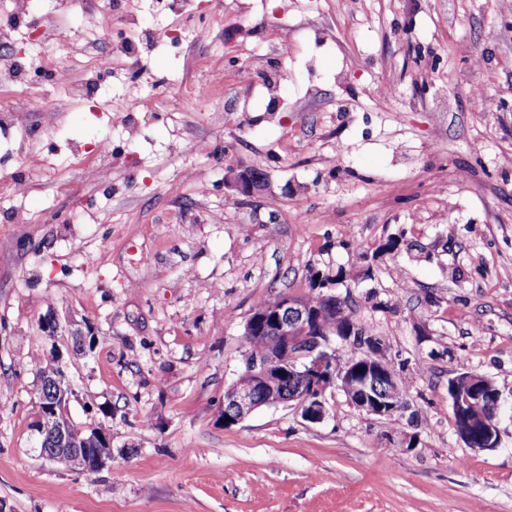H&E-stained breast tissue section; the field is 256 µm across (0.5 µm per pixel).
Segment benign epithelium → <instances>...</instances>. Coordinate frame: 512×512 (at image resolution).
<instances>
[{
  "label": "benign epithelium",
  "mask_w": 512,
  "mask_h": 512,
  "mask_svg": "<svg viewBox=\"0 0 512 512\" xmlns=\"http://www.w3.org/2000/svg\"><path fill=\"white\" fill-rule=\"evenodd\" d=\"M266 180L262 172L240 168L230 172L225 185L243 192H251L261 187ZM332 310V305L323 303L311 307L308 302L283 296L277 307L270 308L250 317L245 335L256 336L266 332L279 340V349L264 356H247V368L254 383V389H242L231 384L224 392V425H234L243 421L262 406L275 407L291 404L300 411L301 417L311 423H322L329 417L326 392L330 387L344 392L349 403L360 411L380 418L391 417L408 406L405 396L399 389L396 373L380 379L376 365L386 360L384 347L371 344L364 353L366 372L359 385L351 384L346 377L336 371V347L330 333L321 329L323 316ZM42 331L52 340L57 352L54 365L42 370L40 378L54 382L59 388H67L73 393L65 355L85 349L84 337H77L80 347L67 342L58 343L57 324L53 319L42 322ZM291 378L295 387L288 393L281 388V381ZM460 374L448 378L452 408L458 424L455 429L460 439L470 448L493 450L501 443L500 421L505 410H512V401L504 398L494 380L482 375V383L474 388L458 387ZM383 381V390L373 393L372 386L377 380ZM487 389L498 396V405L480 429L464 424L467 409L478 405L482 390ZM260 391L263 401H258L255 391ZM70 417L68 406L43 404L39 407L33 424L39 441L40 456L46 460L52 451L66 448V438L60 419Z\"/></svg>",
  "instance_id": "7a95c632"
}]
</instances>
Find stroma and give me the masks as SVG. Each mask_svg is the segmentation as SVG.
Returning <instances> with one entry per match:
<instances>
[{"label":"stroma","instance_id":"stroma-1","mask_svg":"<svg viewBox=\"0 0 512 512\" xmlns=\"http://www.w3.org/2000/svg\"><path fill=\"white\" fill-rule=\"evenodd\" d=\"M19 49L30 82L0 85V110L27 108L0 139V512H512V418L475 450L448 397L463 368L512 396V0H30L0 57ZM239 167L261 190L225 186ZM315 276L410 410L331 389L324 422L282 404L225 426L254 309ZM52 316L94 339L69 363L72 419L112 429L92 480L35 451Z\"/></svg>","mask_w":512,"mask_h":512}]
</instances>
